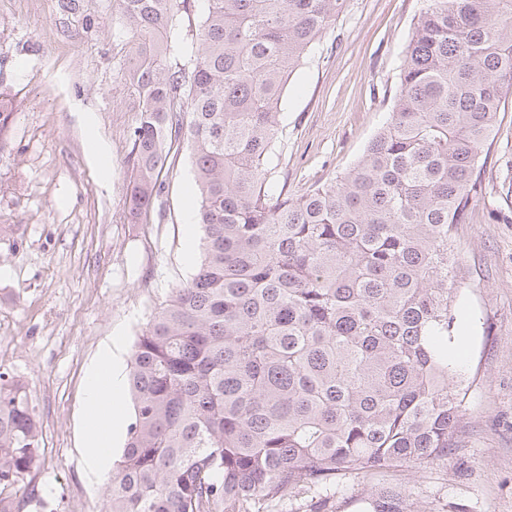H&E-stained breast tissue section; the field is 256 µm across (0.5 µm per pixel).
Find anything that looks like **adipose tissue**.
Masks as SVG:
<instances>
[{"label": "adipose tissue", "mask_w": 512, "mask_h": 512, "mask_svg": "<svg viewBox=\"0 0 512 512\" xmlns=\"http://www.w3.org/2000/svg\"><path fill=\"white\" fill-rule=\"evenodd\" d=\"M124 385L120 349L105 348L85 387V448L93 470L108 468L111 453L119 443L121 423L115 406L122 398Z\"/></svg>", "instance_id": "obj_1"}]
</instances>
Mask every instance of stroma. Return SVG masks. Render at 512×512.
Returning <instances> with one entry per match:
<instances>
[{"label":"stroma","instance_id":"stroma-1","mask_svg":"<svg viewBox=\"0 0 512 512\" xmlns=\"http://www.w3.org/2000/svg\"><path fill=\"white\" fill-rule=\"evenodd\" d=\"M423 0H347L288 80L276 182L299 196L348 172L385 122ZM117 0H0V372L25 380L42 426V500L23 512H101L107 477L84 464V390L106 344L134 338L202 257L190 150L173 147L149 223L127 219L135 95ZM109 151L99 161L92 142ZM483 166V194L456 239L463 448L417 467L349 474L336 512H371L393 487L413 512H512V96Z\"/></svg>","mask_w":512,"mask_h":512}]
</instances>
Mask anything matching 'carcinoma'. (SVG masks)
Instances as JSON below:
<instances>
[{
    "instance_id": "obj_1",
    "label": "carcinoma",
    "mask_w": 512,
    "mask_h": 512,
    "mask_svg": "<svg viewBox=\"0 0 512 512\" xmlns=\"http://www.w3.org/2000/svg\"><path fill=\"white\" fill-rule=\"evenodd\" d=\"M117 2L140 112L128 218L147 222L187 143L203 257L136 336L103 512H275L303 493L304 512H335L340 476L462 448L455 231L512 94V0H424L390 120L297 198L273 184L278 107L347 0H203L187 30L197 0ZM42 456L27 385L0 372V512L40 499Z\"/></svg>"
}]
</instances>
